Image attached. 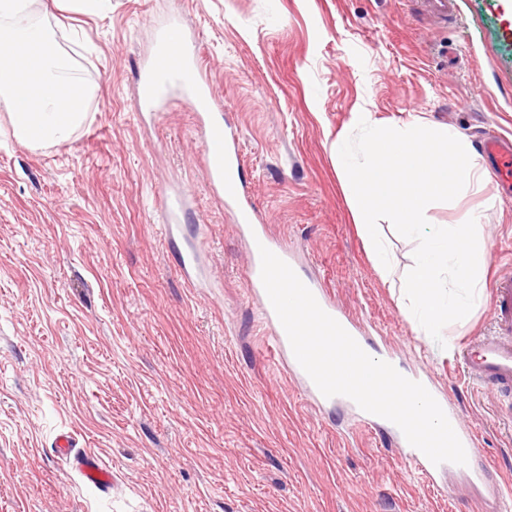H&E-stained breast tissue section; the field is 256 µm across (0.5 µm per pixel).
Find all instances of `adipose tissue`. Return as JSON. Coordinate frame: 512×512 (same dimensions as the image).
Segmentation results:
<instances>
[{
    "instance_id": "obj_1",
    "label": "adipose tissue",
    "mask_w": 512,
    "mask_h": 512,
    "mask_svg": "<svg viewBox=\"0 0 512 512\" xmlns=\"http://www.w3.org/2000/svg\"><path fill=\"white\" fill-rule=\"evenodd\" d=\"M25 8V0H0V49L10 52L0 63V110L20 142L44 147L83 125L92 88L73 76L51 27L23 19Z\"/></svg>"
}]
</instances>
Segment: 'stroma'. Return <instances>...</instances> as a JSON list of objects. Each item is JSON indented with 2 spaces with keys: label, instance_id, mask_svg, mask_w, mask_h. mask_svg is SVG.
<instances>
[{
  "label": "stroma",
  "instance_id": "stroma-1",
  "mask_svg": "<svg viewBox=\"0 0 512 512\" xmlns=\"http://www.w3.org/2000/svg\"><path fill=\"white\" fill-rule=\"evenodd\" d=\"M50 16L74 72L95 86L88 118L34 149L0 111V512H512L481 483L433 487L385 431L349 409L315 410L265 350L269 329L245 278L247 251L210 194L202 133L172 101L140 111L135 81L174 15L227 104L250 203L337 310L431 378L478 436L472 469L512 483V401L449 365L454 347L497 329L493 289L512 276V197L480 154L512 139V14L456 0L448 19L421 0H112L100 15L29 0ZM455 128L485 173L479 189L432 203V224L480 218L490 246L483 297L442 342L409 310L414 240L381 233L390 272L370 260L329 145L361 114ZM191 196L182 236L159 222L163 191ZM199 240L215 282L180 270ZM72 434L112 467V489L82 483L53 441Z\"/></svg>",
  "mask_w": 512,
  "mask_h": 512
}]
</instances>
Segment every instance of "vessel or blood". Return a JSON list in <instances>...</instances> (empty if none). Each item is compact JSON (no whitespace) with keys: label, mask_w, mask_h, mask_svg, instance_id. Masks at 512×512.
Masks as SVG:
<instances>
[{"label":"vessel or blood","mask_w":512,"mask_h":512,"mask_svg":"<svg viewBox=\"0 0 512 512\" xmlns=\"http://www.w3.org/2000/svg\"><path fill=\"white\" fill-rule=\"evenodd\" d=\"M158 48L140 69V106L149 112L163 111L173 98L187 102L196 112L206 133L202 153L208 186L211 192L223 199L227 214L246 245L249 263L246 272L250 286L260 304L262 315L270 328L271 339L267 345L269 353L282 364L287 376L301 380L306 392L315 402L325 405L329 399L316 387L311 378L297 362L287 334L279 321L261 281L260 248H268L286 263H294L292 250L286 242L277 240L257 225L256 211L241 203L240 193L244 188L241 179V154L235 137L229 136L221 123L212 121L214 112L222 111L223 103L216 95L200 63L196 46L190 45L179 23H171L159 32ZM484 154L495 163L498 181L512 182V140L490 133L481 143ZM186 192L166 195L163 205V228L173 232L180 222L186 207ZM184 273L198 288L206 287L198 260V250L190 246L183 254ZM321 308L336 315L338 323L357 341L367 347L364 331L349 317L337 314L321 285L308 281ZM494 299L499 308L497 326L499 333L465 342L455 354L469 381L478 383L493 392L498 398H512V280L500 281L494 290ZM405 461L428 480L452 473L451 463L433 464L420 450L399 438ZM58 457L70 461L81 479L101 490L112 486V470L95 452L76 451L70 434H60L54 445Z\"/></svg>","instance_id":"1"}]
</instances>
